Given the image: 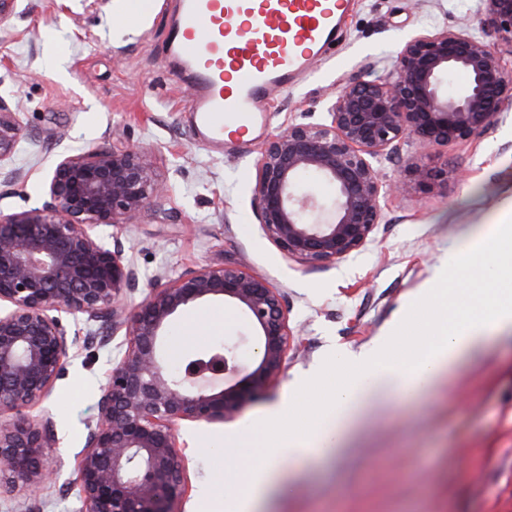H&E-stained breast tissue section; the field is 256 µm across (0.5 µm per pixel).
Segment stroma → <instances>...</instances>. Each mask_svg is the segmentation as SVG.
I'll return each instance as SVG.
<instances>
[{"instance_id":"obj_1","label":"stroma","mask_w":512,"mask_h":512,"mask_svg":"<svg viewBox=\"0 0 512 512\" xmlns=\"http://www.w3.org/2000/svg\"><path fill=\"white\" fill-rule=\"evenodd\" d=\"M482 2L351 0L329 56L293 87L271 91L261 134L225 151L193 138L192 78L176 56L161 54L174 37L179 0H160L150 14L129 18L125 0H18L16 16L0 26V96L19 105L23 126L9 165L24 173L21 182L0 185V213L40 206L62 156L114 141L136 144L152 151L165 175L169 193L159 205L173 214L168 224L141 219L128 233L141 292L159 275L236 265L284 296L295 342L283 376L236 418L177 429L188 473L180 512L223 501L225 487L239 481L236 462L249 456L262 411L287 398L295 377L320 374L284 423L264 429L265 447L318 425L324 395L346 377L337 353L360 350L398 321L405 332L395 353H409L414 336L438 316L435 305L413 303L415 292L498 223L497 205L512 187V109L470 141L432 149L435 162L448 167L447 184L388 198L372 241L345 259L313 269L288 260L263 234L252 201L269 136L290 123L326 121L341 80L386 76L412 34L477 26ZM63 322L98 340L79 349L34 408L52 418L59 439L50 457L59 474L39 512L80 510L75 463L122 341L99 323ZM169 340L181 356L236 340L246 361L256 355L252 328L219 300L180 312ZM342 432L336 454L292 463L288 491L271 496L262 512H512V333L496 332L458 357L431 390L364 398Z\"/></svg>"}]
</instances>
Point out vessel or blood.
Listing matches in <instances>:
<instances>
[{"label": "vessel or blood", "mask_w": 512, "mask_h": 512, "mask_svg": "<svg viewBox=\"0 0 512 512\" xmlns=\"http://www.w3.org/2000/svg\"><path fill=\"white\" fill-rule=\"evenodd\" d=\"M349 0H181L169 49L195 80L187 108L212 144L263 125L257 103L326 53Z\"/></svg>", "instance_id": "1"}]
</instances>
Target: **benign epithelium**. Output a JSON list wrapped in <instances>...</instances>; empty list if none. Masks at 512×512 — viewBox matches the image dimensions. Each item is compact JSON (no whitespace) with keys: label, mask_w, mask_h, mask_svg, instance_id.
I'll return each instance as SVG.
<instances>
[{"label":"benign epithelium","mask_w":512,"mask_h":512,"mask_svg":"<svg viewBox=\"0 0 512 512\" xmlns=\"http://www.w3.org/2000/svg\"><path fill=\"white\" fill-rule=\"evenodd\" d=\"M482 35L444 26L406 38L388 77L337 85L330 121L290 123L265 143L256 162L253 201L265 236L289 259L314 268L362 249L382 221L381 200L400 190L374 160L397 157L412 138L424 151L468 141L512 107V0H486ZM462 74L448 92L445 82ZM21 122L0 97V176L20 140ZM405 171L425 193L448 171L414 159ZM334 188L328 203L299 192L303 175ZM167 183L148 150L114 143L60 159L42 206L0 214V494L35 497L54 479L53 421L27 409L48 396L92 336L68 332L62 315L124 330L78 463L82 512H178L186 467L176 446L183 421L224 422L262 398L285 370L292 330L280 289L239 267L200 266L162 281L129 306L139 281L119 230L158 207ZM112 226V242L94 233ZM222 300L257 336L244 365L238 344L189 358L173 373L165 338L174 317Z\"/></svg>","instance_id":"benign-epithelium-1"}]
</instances>
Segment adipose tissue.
I'll use <instances>...</instances> for the list:
<instances>
[{"instance_id":"ef3b65f1","label":"adipose tissue","mask_w":512,"mask_h":512,"mask_svg":"<svg viewBox=\"0 0 512 512\" xmlns=\"http://www.w3.org/2000/svg\"><path fill=\"white\" fill-rule=\"evenodd\" d=\"M465 251L468 268L491 263L494 278L478 284L460 277L457 266L440 268L415 296L416 301L436 304L440 314L413 353L400 361L392 358L391 350L403 332L397 325L358 353L346 356L348 376L328 393L317 431L241 460L244 482L225 489L224 512H257L284 463L326 454L340 446L341 423L363 397L376 392L407 395L428 390L453 359L482 343L488 330L512 329V225H491L469 242ZM452 283L469 289L470 299L464 307L449 308L448 286Z\"/></svg>"}]
</instances>
